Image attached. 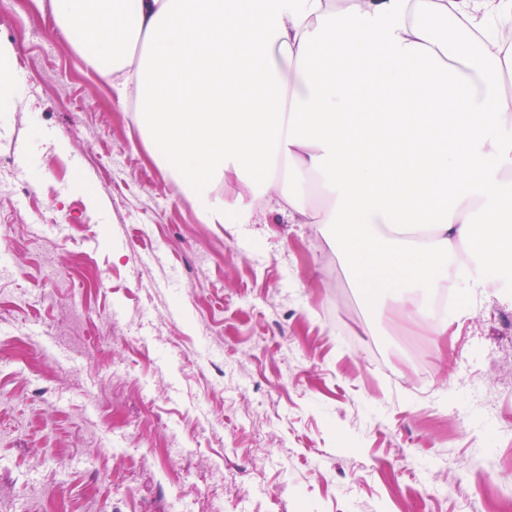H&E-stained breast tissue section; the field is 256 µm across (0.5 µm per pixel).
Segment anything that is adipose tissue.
I'll return each mask as SVG.
<instances>
[{
  "label": "adipose tissue",
  "mask_w": 512,
  "mask_h": 512,
  "mask_svg": "<svg viewBox=\"0 0 512 512\" xmlns=\"http://www.w3.org/2000/svg\"><path fill=\"white\" fill-rule=\"evenodd\" d=\"M103 78L136 67L137 122L210 224L212 183L332 228L372 296L437 290L473 244L512 269V0H53ZM464 32L451 38L443 26ZM140 57H133L134 48ZM316 175L331 204L310 209Z\"/></svg>",
  "instance_id": "1"
}]
</instances>
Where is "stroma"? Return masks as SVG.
<instances>
[{"label":"stroma","instance_id":"stroma-1","mask_svg":"<svg viewBox=\"0 0 512 512\" xmlns=\"http://www.w3.org/2000/svg\"><path fill=\"white\" fill-rule=\"evenodd\" d=\"M0 43V512H512V271L436 335L319 226L203 221L50 0ZM10 56V49L8 46L0 45V105L1 112H8L11 107V102L7 97L8 87L12 81L13 73L8 66V59ZM3 61V64H2ZM3 90V95L1 94Z\"/></svg>","mask_w":512,"mask_h":512}]
</instances>
